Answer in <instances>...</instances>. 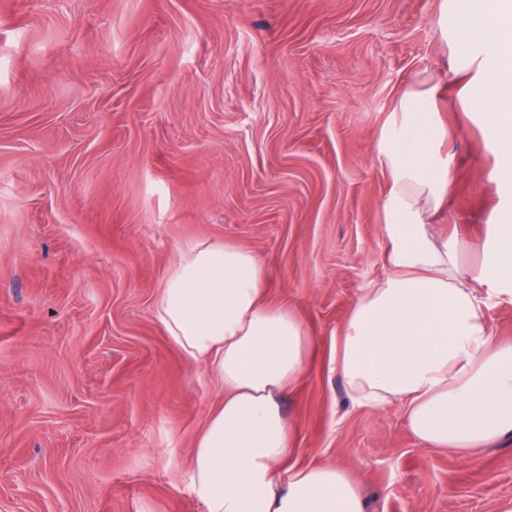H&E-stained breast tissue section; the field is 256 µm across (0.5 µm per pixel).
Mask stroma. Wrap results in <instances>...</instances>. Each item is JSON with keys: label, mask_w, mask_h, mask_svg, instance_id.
<instances>
[{"label": "stroma", "mask_w": 512, "mask_h": 512, "mask_svg": "<svg viewBox=\"0 0 512 512\" xmlns=\"http://www.w3.org/2000/svg\"><path fill=\"white\" fill-rule=\"evenodd\" d=\"M441 4L0 0V512H203L190 453L221 393L153 315L197 240L253 251L315 340L293 464L351 471L366 512H512V437L422 447L334 365L382 271L376 143L448 53ZM440 109L474 269L504 193L479 114Z\"/></svg>", "instance_id": "35a3bbf8"}]
</instances>
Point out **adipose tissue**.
Segmentation results:
<instances>
[{"mask_svg": "<svg viewBox=\"0 0 512 512\" xmlns=\"http://www.w3.org/2000/svg\"><path fill=\"white\" fill-rule=\"evenodd\" d=\"M440 29L452 84L494 147L489 176L512 191V0H443ZM443 90L441 77L418 80L378 143L385 272L360 288L336 370L354 406L401 408L423 447L464 454L512 435V341L487 318L512 301V205L497 207L480 268L461 266L457 236L435 222L450 195ZM266 279L251 250L196 241L158 287L155 319L224 391L193 444L188 489L204 512H365L349 472L285 465L295 434L281 403L314 339L291 307L266 301Z\"/></svg>", "mask_w": 512, "mask_h": 512, "instance_id": "1", "label": "adipose tissue"}]
</instances>
